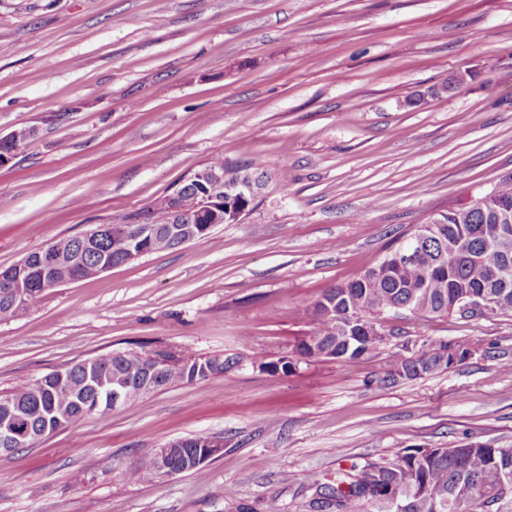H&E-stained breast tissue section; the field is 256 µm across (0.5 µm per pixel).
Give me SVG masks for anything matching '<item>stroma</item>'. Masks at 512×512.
<instances>
[{"instance_id": "stroma-1", "label": "stroma", "mask_w": 512, "mask_h": 512, "mask_svg": "<svg viewBox=\"0 0 512 512\" xmlns=\"http://www.w3.org/2000/svg\"><path fill=\"white\" fill-rule=\"evenodd\" d=\"M23 129L0 270L215 157L261 154L274 178L238 223L0 321V393L130 348L238 361L0 453V512H316V482L405 448L512 447V314H384L416 345L479 348L393 385L384 349L276 368L325 289L512 174V0H0V136ZM198 435L224 441L205 477L126 480Z\"/></svg>"}]
</instances>
